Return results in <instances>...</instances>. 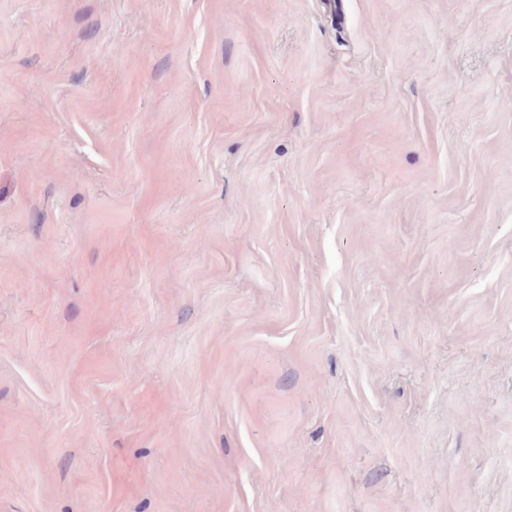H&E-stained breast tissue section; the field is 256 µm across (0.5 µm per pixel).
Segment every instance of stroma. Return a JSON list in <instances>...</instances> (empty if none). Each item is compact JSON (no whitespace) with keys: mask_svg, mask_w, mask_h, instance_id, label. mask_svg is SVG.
I'll list each match as a JSON object with an SVG mask.
<instances>
[{"mask_svg":"<svg viewBox=\"0 0 512 512\" xmlns=\"http://www.w3.org/2000/svg\"><path fill=\"white\" fill-rule=\"evenodd\" d=\"M0 512H512V0H0Z\"/></svg>","mask_w":512,"mask_h":512,"instance_id":"obj_1","label":"stroma"}]
</instances>
